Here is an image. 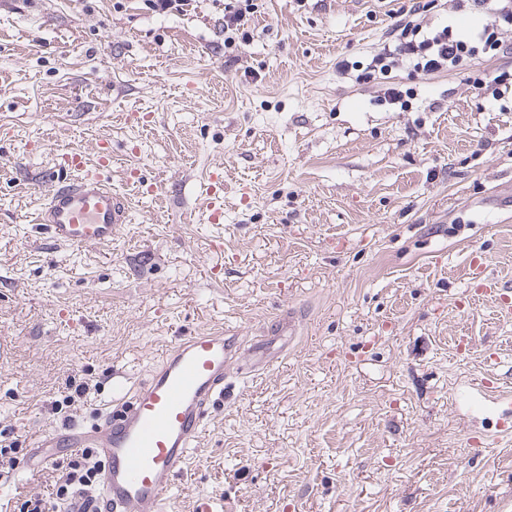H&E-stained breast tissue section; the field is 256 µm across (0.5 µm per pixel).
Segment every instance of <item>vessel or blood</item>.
Here are the masks:
<instances>
[{
    "instance_id": "b4317fda",
    "label": "vessel or blood",
    "mask_w": 512,
    "mask_h": 512,
    "mask_svg": "<svg viewBox=\"0 0 512 512\" xmlns=\"http://www.w3.org/2000/svg\"><path fill=\"white\" fill-rule=\"evenodd\" d=\"M110 162L109 153L100 155L101 170ZM62 165L70 175L53 184L37 223L58 246L111 247L119 226L129 221L125 198L101 170H87L80 150L63 153ZM294 325L293 318L282 319L254 337L250 351L266 353ZM241 349L239 337L220 332L186 337L96 423L51 433L31 448V457L45 448L92 449L103 469L100 497L111 512H170L174 482L186 470L212 407L223 399L229 364Z\"/></svg>"
}]
</instances>
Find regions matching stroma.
<instances>
[{
  "label": "stroma",
  "mask_w": 512,
  "mask_h": 512,
  "mask_svg": "<svg viewBox=\"0 0 512 512\" xmlns=\"http://www.w3.org/2000/svg\"><path fill=\"white\" fill-rule=\"evenodd\" d=\"M424 25L478 26L453 0ZM224 43V0H0V431L19 467L0 512L51 501L43 434L93 420L184 336L250 342L294 315L288 347L210 415L172 512H512V90L473 70L362 72L413 0H259ZM353 63L352 74L336 69ZM131 201L111 248L49 244L35 217L62 149ZM224 213L211 223L206 188ZM88 387L80 406L62 401Z\"/></svg>",
  "instance_id": "1"
}]
</instances>
